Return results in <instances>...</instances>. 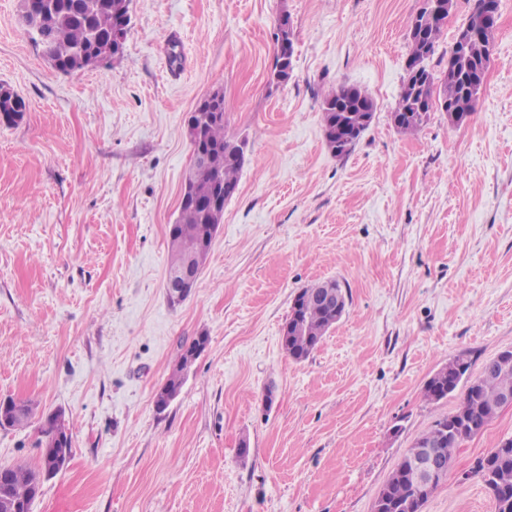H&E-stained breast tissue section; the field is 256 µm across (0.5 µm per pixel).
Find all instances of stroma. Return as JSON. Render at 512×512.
<instances>
[{
	"label": "stroma",
	"mask_w": 512,
	"mask_h": 512,
	"mask_svg": "<svg viewBox=\"0 0 512 512\" xmlns=\"http://www.w3.org/2000/svg\"><path fill=\"white\" fill-rule=\"evenodd\" d=\"M423 0H131L120 57L56 71L0 0V399L36 406L0 428V466L36 465L45 415L72 433L30 512H374L414 442L456 411L423 394L448 360L469 375L512 348V0H499L472 119L392 112ZM293 76L273 80L277 20ZM357 85L369 127L338 156L322 102ZM248 147L195 287L165 275L192 151L186 122L213 90ZM324 280L348 294L307 359L283 327ZM209 342L165 411L182 349ZM273 400H266V393ZM512 438V405L456 448L423 512H495L475 468ZM24 108L25 103L21 97L12 92L10 89L0 86V119L5 121L1 117V115L4 114L6 117V122H13L16 118L22 116Z\"/></svg>",
	"instance_id": "stroma-1"
}]
</instances>
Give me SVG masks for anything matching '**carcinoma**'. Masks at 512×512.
I'll use <instances>...</instances> for the list:
<instances>
[{
  "label": "carcinoma",
  "mask_w": 512,
  "mask_h": 512,
  "mask_svg": "<svg viewBox=\"0 0 512 512\" xmlns=\"http://www.w3.org/2000/svg\"><path fill=\"white\" fill-rule=\"evenodd\" d=\"M483 2L475 0L467 21L476 31L463 46L452 45L448 52V65L442 76H437L427 66L438 47L442 24L430 17L429 7L423 6L412 18L409 29L411 45L407 60V77L394 111L396 127L405 134H414L432 111L434 95L441 96L440 112L450 114L448 120L461 125L476 110L482 84L476 81L477 73L488 71L491 64L493 34L483 31ZM123 0H33L34 18L31 19L36 34L32 39L40 43L46 55L55 62V69L64 74L81 71L90 66V56L104 61L112 54V29ZM25 103L8 88L0 86V115L6 122L22 116ZM374 99L354 86H342L328 93L322 103L324 135L328 146L337 155L350 151L368 128L361 122L363 115L373 117ZM195 121L203 123V148L206 158L192 169L190 188L197 203L184 205L173 229L169 230L171 258L168 269L182 267L186 262L201 269L211 244L189 251L190 246L201 240L209 228L223 223L224 208L203 206L214 187L222 188L224 200L231 199L238 189V177L246 156L224 123V98L205 97L194 110ZM326 282H318L302 290L300 303L303 322L308 335L294 336L284 341L288 355L300 361L317 347L326 332L342 317L324 306L319 299ZM205 334L197 336L179 355L176 370L168 378L165 388L177 390L182 384L181 370L190 360V352L208 343ZM494 368L484 372L474 381H468L471 366L468 357L460 353L439 369L424 387L425 397L438 401L464 386L463 400L455 413L435 421L432 428L417 439L400 462L405 466L418 452L429 446L450 468L453 453L458 445L481 433L497 415L501 395L512 392V356L493 360ZM15 412L7 427L27 425L34 415V404L28 400L14 403ZM44 470V459L33 467H7L5 480L0 485V500L11 504L8 512H29V505L39 491V479ZM479 475L492 494L496 512H512V447L494 448L479 461ZM433 485L419 492L410 481L394 473L385 483L377 502L378 512H422Z\"/></svg>",
  "instance_id": "1"
}]
</instances>
